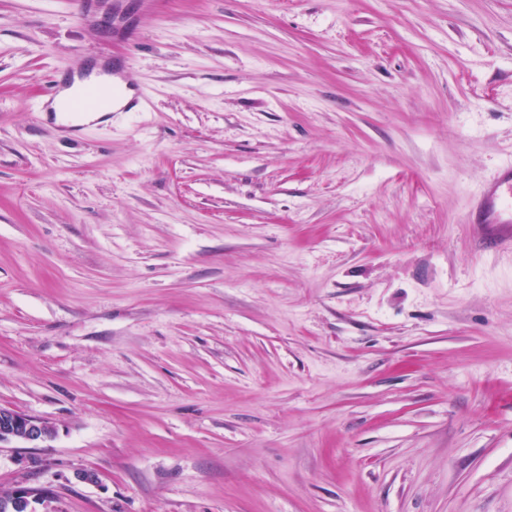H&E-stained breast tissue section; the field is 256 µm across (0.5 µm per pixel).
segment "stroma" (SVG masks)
<instances>
[{
	"mask_svg": "<svg viewBox=\"0 0 512 512\" xmlns=\"http://www.w3.org/2000/svg\"><path fill=\"white\" fill-rule=\"evenodd\" d=\"M74 2L0 0V490L512 512V0ZM102 54L147 110L37 123ZM480 224H512V168L503 169L484 191ZM55 434L54 426L41 418L21 411L0 407V447L2 444L22 442L31 448H40Z\"/></svg>",
	"mask_w": 512,
	"mask_h": 512,
	"instance_id": "obj_1",
	"label": "stroma"
}]
</instances>
